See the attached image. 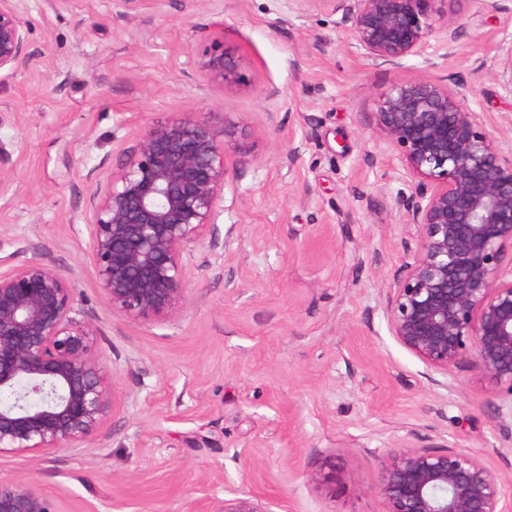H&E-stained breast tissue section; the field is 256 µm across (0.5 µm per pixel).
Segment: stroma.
I'll return each mask as SVG.
<instances>
[{
  "label": "stroma",
  "instance_id": "1",
  "mask_svg": "<svg viewBox=\"0 0 512 512\" xmlns=\"http://www.w3.org/2000/svg\"><path fill=\"white\" fill-rule=\"evenodd\" d=\"M24 5L33 57L0 80V167L15 175L0 257L72 280L119 406L83 447L0 453V480L33 481L60 512H221L246 493L274 512H386L387 451L449 444L500 468L512 497V398L468 362L428 368L390 333L384 293L419 232L374 125L390 85L453 77L511 141L493 46L512 18L443 0L426 55L389 65L354 47L339 14L296 0H153L132 16L117 0ZM451 24L464 31L453 48ZM219 31L243 84L195 64ZM181 112L224 114L239 148L184 308L135 323L86 265V175L111 173L139 126Z\"/></svg>",
  "mask_w": 512,
  "mask_h": 512
}]
</instances>
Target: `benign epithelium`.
I'll use <instances>...</instances> for the list:
<instances>
[{
  "label": "benign epithelium",
  "mask_w": 512,
  "mask_h": 512,
  "mask_svg": "<svg viewBox=\"0 0 512 512\" xmlns=\"http://www.w3.org/2000/svg\"><path fill=\"white\" fill-rule=\"evenodd\" d=\"M341 14L355 47L396 65L422 55L443 0H298ZM22 0H0V78L30 58ZM502 89L512 95V38L496 44ZM198 69L221 85L245 74L215 37ZM376 130L397 152L410 194L398 204L419 229L386 293L392 336L426 366L463 360L512 398V144L496 142L483 113L449 86L425 81L380 92ZM235 124L214 112L162 113L93 195L87 263L106 304L132 321L162 323L187 296L186 260L214 235L224 209ZM0 453L77 448L102 422L110 386L97 328L77 309L73 283L36 261L0 259ZM504 474L454 446H401L380 462L387 512H512ZM256 495L219 512H273ZM0 512H60L25 480H0Z\"/></svg>",
  "instance_id": "benign-epithelium-1"
}]
</instances>
